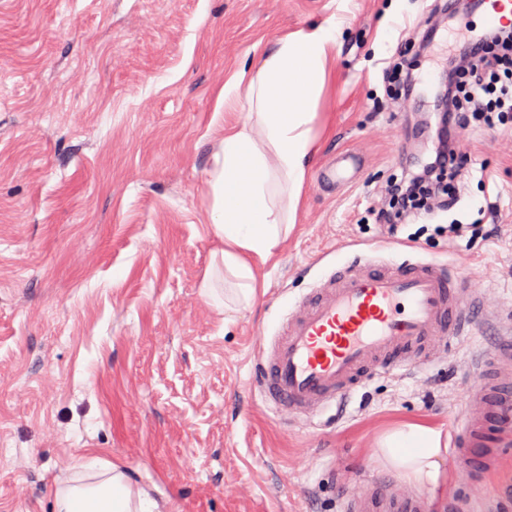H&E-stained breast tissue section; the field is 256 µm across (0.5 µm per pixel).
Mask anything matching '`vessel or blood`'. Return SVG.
I'll use <instances>...</instances> for the list:
<instances>
[{"label":"vessel or blood","instance_id":"obj_1","mask_svg":"<svg viewBox=\"0 0 512 512\" xmlns=\"http://www.w3.org/2000/svg\"><path fill=\"white\" fill-rule=\"evenodd\" d=\"M480 306L464 275L445 264L358 259L311 288L253 369L264 402L281 417L321 414L379 375L429 363L479 334ZM478 397L455 427L452 459L476 461L478 477L512 446V333L499 334L477 371ZM343 512H434L435 497L405 492L391 475L342 499Z\"/></svg>","mask_w":512,"mask_h":512}]
</instances>
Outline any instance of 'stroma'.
<instances>
[{
    "instance_id": "stroma-1",
    "label": "stroma",
    "mask_w": 512,
    "mask_h": 512,
    "mask_svg": "<svg viewBox=\"0 0 512 512\" xmlns=\"http://www.w3.org/2000/svg\"><path fill=\"white\" fill-rule=\"evenodd\" d=\"M332 21L295 222L251 259L246 302L213 261L206 180L248 105L218 93L278 38ZM428 29L447 41L433 0H0V512H53L57 477L90 456L158 512H341L343 494L383 473L386 432L452 433L478 389L465 371L476 337L286 425L252 381L257 334L374 248L458 268L488 303L512 299V129L458 134L453 209L395 234L372 216L432 147L418 134L442 70L417 52ZM399 47L421 98L384 76ZM343 155L345 182L324 183ZM454 222L494 231L452 238ZM500 487L512 489V447L484 487L443 455L437 512H484Z\"/></svg>"
}]
</instances>
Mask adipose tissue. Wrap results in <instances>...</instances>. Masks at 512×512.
<instances>
[{"label":"adipose tissue","instance_id":"obj_1","mask_svg":"<svg viewBox=\"0 0 512 512\" xmlns=\"http://www.w3.org/2000/svg\"><path fill=\"white\" fill-rule=\"evenodd\" d=\"M336 42L331 26L301 29L277 40L257 73L239 72L221 98L245 92L246 122L225 130L209 173L210 220L224 247L225 269L243 298L254 292L250 258L267 259L283 228L293 221L315 151L312 125L328 54ZM447 443L442 430L410 424L387 433L377 459L408 480L437 482L438 458ZM144 490H133L123 472L100 458L80 463L55 493V512H155Z\"/></svg>","mask_w":512,"mask_h":512}]
</instances>
